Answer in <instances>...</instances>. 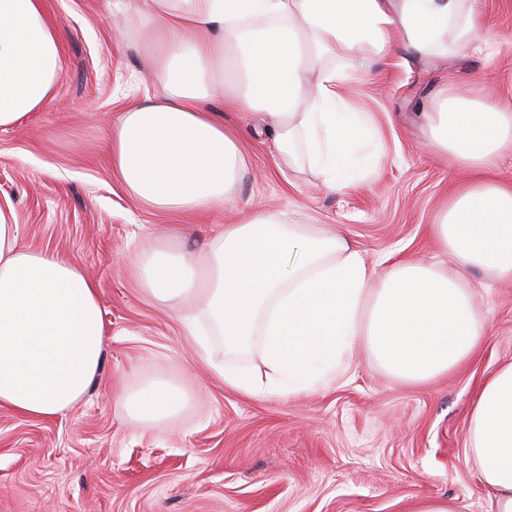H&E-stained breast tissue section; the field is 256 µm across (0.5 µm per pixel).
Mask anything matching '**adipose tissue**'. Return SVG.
I'll list each match as a JSON object with an SVG mask.
<instances>
[{
    "mask_svg": "<svg viewBox=\"0 0 512 512\" xmlns=\"http://www.w3.org/2000/svg\"><path fill=\"white\" fill-rule=\"evenodd\" d=\"M464 0H143L139 25L154 55L158 96L144 95L112 125V173L141 205L183 213L223 209L246 169L243 133L227 112L265 113L285 165L303 142L328 190L373 128L346 102L364 50L397 47L429 64L481 55L494 26ZM347 59L345 70L324 66ZM61 41L44 0H0V130L50 98ZM431 146L461 174L430 233L454 266L402 260L379 269L340 230L308 231L284 215L222 224L197 250L139 259L149 295L197 312L187 333L212 374L252 396L294 395L335 382L357 346L393 376L424 383L479 349L483 321L462 273L512 281V185L493 175L512 151V111L478 96H444L423 113ZM98 291L82 269L25 245L0 209V407L31 418L79 402L102 366ZM259 342L265 375L228 367ZM184 392L150 383L126 400L138 419L180 411ZM468 442L494 512H512V364L477 392Z\"/></svg>",
    "mask_w": 512,
    "mask_h": 512,
    "instance_id": "ef3b65f1",
    "label": "adipose tissue"
}]
</instances>
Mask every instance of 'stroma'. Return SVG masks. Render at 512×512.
Instances as JSON below:
<instances>
[{
	"label": "stroma",
	"mask_w": 512,
	"mask_h": 512,
	"mask_svg": "<svg viewBox=\"0 0 512 512\" xmlns=\"http://www.w3.org/2000/svg\"><path fill=\"white\" fill-rule=\"evenodd\" d=\"M46 0L62 42L52 97L0 130V206L30 247L78 265L98 290L103 364L63 414L30 418L0 408V512H410L451 499L488 512L469 452L478 387L512 363V283L466 273L484 324L479 351L447 376L412 385L356 348L347 374L296 395L249 396L225 387L195 355L185 313L145 291L136 258L194 250L226 208L192 216L146 209L112 174L107 138L120 112L159 93L153 59L137 40L140 0ZM495 23L503 52L426 65L401 50L368 55L348 101L378 131L360 149L377 166L338 192L320 190L308 165L285 167L262 113L228 112L251 131L238 199L248 211H285L293 223L341 228L372 262L445 263L429 226L458 170L419 119L447 93L480 91L512 106V0H474ZM164 380L186 406L145 423L124 397Z\"/></svg>",
	"instance_id": "1"
}]
</instances>
